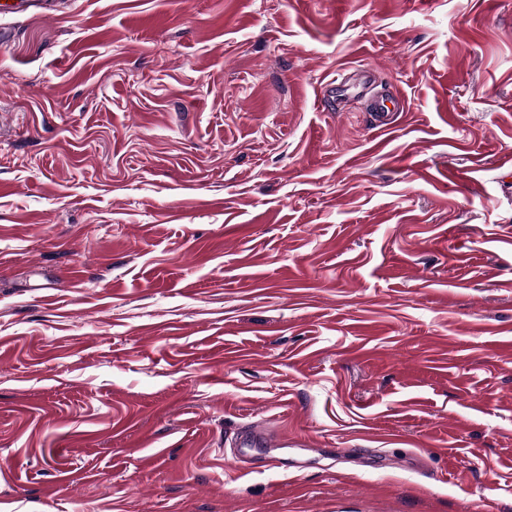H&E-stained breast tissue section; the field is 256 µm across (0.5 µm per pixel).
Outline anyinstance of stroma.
<instances>
[{"label":"stroma","mask_w":512,"mask_h":512,"mask_svg":"<svg viewBox=\"0 0 512 512\" xmlns=\"http://www.w3.org/2000/svg\"><path fill=\"white\" fill-rule=\"evenodd\" d=\"M0 512H512V0L0 17Z\"/></svg>","instance_id":"stroma-1"}]
</instances>
